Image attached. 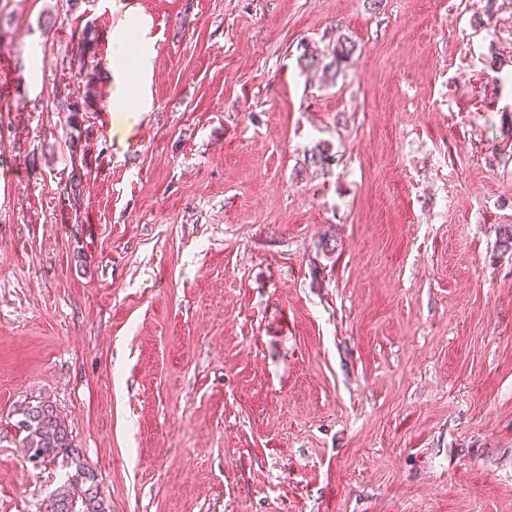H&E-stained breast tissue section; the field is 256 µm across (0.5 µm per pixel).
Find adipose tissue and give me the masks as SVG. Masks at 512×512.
<instances>
[{"mask_svg":"<svg viewBox=\"0 0 512 512\" xmlns=\"http://www.w3.org/2000/svg\"><path fill=\"white\" fill-rule=\"evenodd\" d=\"M145 17L124 18L112 32V109L117 126L132 128L152 106L155 41Z\"/></svg>","mask_w":512,"mask_h":512,"instance_id":"ef3b65f1","label":"adipose tissue"}]
</instances>
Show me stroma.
I'll list each match as a JSON object with an SVG mask.
<instances>
[{"label":"stroma","instance_id":"1","mask_svg":"<svg viewBox=\"0 0 512 512\" xmlns=\"http://www.w3.org/2000/svg\"><path fill=\"white\" fill-rule=\"evenodd\" d=\"M130 2L119 130L122 7L0 0V512L63 481L15 438L40 401L108 512H512V0ZM341 35L328 83L302 56ZM150 30L145 17L124 16L112 32V112H118V127L131 129L152 106L150 84L156 50ZM133 77L137 78L135 86ZM86 89H85V95L83 97H73L68 96V98H61L59 102L60 112H67V123L75 127L80 122H83V113L80 112H87V108L89 107L87 103V99L92 94L93 88L91 86V80H87L85 82ZM78 99H81V102H79ZM83 101V102H82Z\"/></svg>","mask_w":512,"mask_h":512}]
</instances>
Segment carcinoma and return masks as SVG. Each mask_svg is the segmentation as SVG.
<instances>
[{"label":"carcinoma","mask_w":512,"mask_h":512,"mask_svg":"<svg viewBox=\"0 0 512 512\" xmlns=\"http://www.w3.org/2000/svg\"><path fill=\"white\" fill-rule=\"evenodd\" d=\"M354 52V44L348 38L340 36L332 52V60L321 65V59L314 52L303 55L307 67L323 66V72L339 69L341 63L349 59ZM85 95L81 98L70 96L59 102L60 111L67 113V123L75 127L83 121V112L87 111V99L92 94L91 81L85 82ZM336 161L328 144L316 146L308 157L313 166L325 167ZM81 174L71 175L64 188V196L69 206L81 205ZM19 419L14 423L16 436L22 447L27 449L28 459L35 464L55 462L62 458L74 466L67 479L55 491L57 501L62 504L58 512H105L99 499L98 479L95 471L80 461L77 449L73 448L72 439L65 421L56 408L46 401L28 404L17 409Z\"/></svg>","instance_id":"cac0c4a2"}]
</instances>
